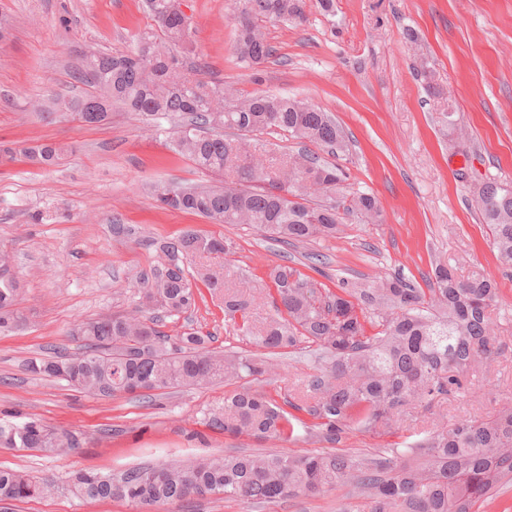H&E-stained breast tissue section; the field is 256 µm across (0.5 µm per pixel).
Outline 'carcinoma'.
Listing matches in <instances>:
<instances>
[{
    "label": "carcinoma",
    "instance_id": "obj_1",
    "mask_svg": "<svg viewBox=\"0 0 512 512\" xmlns=\"http://www.w3.org/2000/svg\"><path fill=\"white\" fill-rule=\"evenodd\" d=\"M235 16L238 61L260 65L273 55L261 22L298 23L305 18L302 0H241ZM155 29L136 38L128 54L94 51L82 58L74 78L93 88L82 96L58 97L47 115L103 125L114 103L141 120H177L169 149L210 175L209 185L155 182L149 192L165 210L200 215L213 224H243L279 242L303 243L334 238L344 217L365 224L383 223L378 198L345 190V174L304 149L278 155L264 136L281 130L305 144L344 153L348 142L335 119L297 97L261 91L249 97L226 96L224 88L184 72L175 48L191 41L184 30L182 0H144ZM165 49L147 56L144 41ZM72 147L56 143L0 145V162L22 156L44 168L64 164ZM299 174L309 186L282 184ZM474 206L489 230L499 263L512 269V188L485 181ZM159 261L135 279L139 310L82 322L74 336L81 341L76 357L57 355L28 361L29 372L67 382L81 393L161 394L185 387L226 385L267 371L255 354L222 351L211 336L190 330L171 338L158 325L196 307L202 282L224 303V316L241 335L273 353L314 348L329 357L325 373L309 384L312 402L286 404L315 420L319 434L337 441L351 426L389 432L406 407L430 404L463 388V379L498 354L497 336L488 316L498 288L474 271L459 278L438 259L427 288L399 276H385L366 288L333 291L325 283L288 265L268 273L277 317L260 324L252 319L250 283L240 273L227 285L225 257L231 242L186 231L154 242ZM11 263L0 250V334L19 327L18 282L6 275ZM291 413L256 390L240 387L224 395V406L206 419L209 429L229 436L286 439ZM60 434L36 421L5 429L0 444L67 455L53 443ZM412 464L348 454H229L200 458L191 464L163 462L120 474L79 471L73 489L90 500L125 499L161 512L192 497L275 503L300 494L350 486L367 500L368 512H476L512 481V402L484 419H463L432 432L409 449ZM44 488L23 471L0 467V503L39 496Z\"/></svg>",
    "mask_w": 512,
    "mask_h": 512
}]
</instances>
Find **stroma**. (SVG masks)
Here are the masks:
<instances>
[{
	"label": "stroma",
	"mask_w": 512,
	"mask_h": 512,
	"mask_svg": "<svg viewBox=\"0 0 512 512\" xmlns=\"http://www.w3.org/2000/svg\"><path fill=\"white\" fill-rule=\"evenodd\" d=\"M183 9L193 31L184 61L200 64L198 78L239 97L267 90L331 112L349 139L348 154L337 160L346 183L376 195L384 221L348 218L338 237L286 246L244 226L157 208L145 184L210 181L166 150L159 128L119 108L103 127L34 110L38 101L85 91L71 77L81 51L134 48L137 34L151 24L143 0H0L11 24L0 42V140L76 147L58 168L0 165V248L12 255L25 316L17 330L0 335V425L35 420L79 444L78 453L61 457L0 447L1 467L22 469L48 487L41 497L15 503L12 512H138L120 499L80 498L70 476L85 468L118 473L161 461L269 451L398 456L409 463V447L438 427L487 417L512 402V270L499 264L473 206L483 181L512 185V0H333L328 13L306 0L303 24L266 23L274 54L255 69L234 55L232 0H183ZM447 112L452 122H444ZM460 131L468 137L465 154L457 147ZM35 210L61 218L27 223ZM116 221L135 226L136 236L113 233ZM189 230L232 239V268L258 277L276 264L305 273L314 268L335 291L394 274L421 288L437 258L460 276L481 271L499 289L491 309L499 353L461 392L427 408L410 406L397 434L355 426L337 443L323 440L303 412L285 441L208 430L202 419L223 404L228 388L221 384L151 398L104 397L28 371L31 358L61 348L79 354L75 324L132 310V282L156 264L155 241ZM191 328L211 333L218 349L256 350L236 334L209 291L191 313L160 324L171 337ZM325 366L302 350L285 349L272 356L267 373L244 384L281 404L305 394ZM342 503L364 512L363 498L348 486L275 504L194 498L172 512H336Z\"/></svg>",
	"instance_id": "stroma-1"
}]
</instances>
